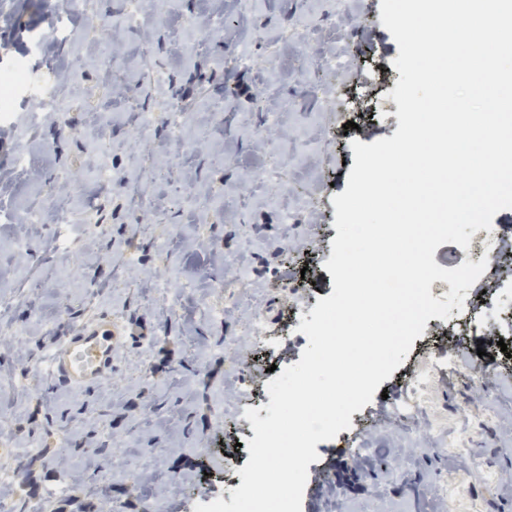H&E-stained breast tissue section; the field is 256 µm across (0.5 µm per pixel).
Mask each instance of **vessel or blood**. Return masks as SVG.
<instances>
[{"mask_svg":"<svg viewBox=\"0 0 512 512\" xmlns=\"http://www.w3.org/2000/svg\"><path fill=\"white\" fill-rule=\"evenodd\" d=\"M121 330L111 317L95 314L74 326L46 357L50 378L88 389L112 376V342Z\"/></svg>","mask_w":512,"mask_h":512,"instance_id":"b4317fda","label":"vessel or blood"}]
</instances>
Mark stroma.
<instances>
[{
	"instance_id": "obj_1",
	"label": "stroma",
	"mask_w": 512,
	"mask_h": 512,
	"mask_svg": "<svg viewBox=\"0 0 512 512\" xmlns=\"http://www.w3.org/2000/svg\"><path fill=\"white\" fill-rule=\"evenodd\" d=\"M381 0H354L361 27L336 13L334 0H163L145 6L138 29L125 27L128 0H0V71L21 64L33 83L67 76L76 95L66 110H38L28 89L13 101L0 139V319L21 351L0 348V381L16 385L0 400V430L14 437L24 467L13 482L22 512H189L193 492L229 493L226 455L239 453L246 426L225 413L219 391L238 382L227 372L231 343L250 314L281 331L289 364L307 337L289 333L288 293L302 269L313 272L311 298L334 289L319 263L337 235L332 198L345 191L355 163L352 141L370 144L399 127L391 93L400 78L397 43L381 23ZM223 17L221 32L196 24ZM302 32L310 48L355 55L388 69L372 100L371 127H337L323 103L327 83L349 90L360 74L326 76L288 41ZM247 49L251 62L238 61ZM165 83H150L151 72ZM183 112L189 151L171 152L164 120ZM282 129L277 152L256 145L259 128ZM30 168L15 166L20 153ZM169 169L152 181L160 164ZM194 193L175 198L184 184ZM41 217L28 223L29 214ZM259 236H252V229ZM249 283L223 293L234 269ZM181 305L171 310L156 283ZM229 298L223 320L208 302ZM111 316L123 334L112 376L92 390L54 382L39 370L48 348L76 323ZM403 361L352 420L368 443L357 464L343 437L317 444L302 512H512V494L471 484L448 504L433 489L463 463L449 446L472 431L474 446L512 476V374L479 381L455 374L433 383L426 410L439 432L406 457L387 431ZM493 418L479 413V406Z\"/></svg>"
}]
</instances>
